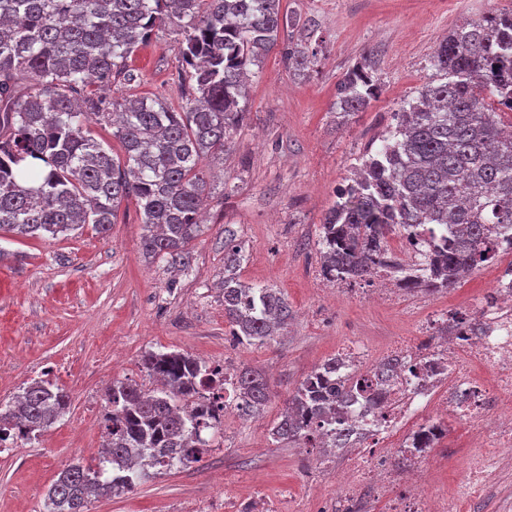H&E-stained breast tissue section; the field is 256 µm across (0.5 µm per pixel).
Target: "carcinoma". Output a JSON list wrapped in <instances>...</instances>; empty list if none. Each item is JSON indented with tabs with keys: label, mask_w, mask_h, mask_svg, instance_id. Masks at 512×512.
I'll list each match as a JSON object with an SVG mask.
<instances>
[{
	"label": "carcinoma",
	"mask_w": 512,
	"mask_h": 512,
	"mask_svg": "<svg viewBox=\"0 0 512 512\" xmlns=\"http://www.w3.org/2000/svg\"><path fill=\"white\" fill-rule=\"evenodd\" d=\"M282 0H0V236L56 239L86 224L101 235L122 203L136 201L144 255L190 266L189 246L202 233L206 162L222 157L248 118L246 82L282 30L283 57L305 77L319 62L307 21L284 13ZM176 27L188 67L183 111L159 97L128 100L106 92L136 82L128 65L164 24ZM429 81L394 113L396 124L363 157L319 227L323 275L352 285L378 268L399 287L440 292L498 260L494 236L512 237V11L464 20L430 58ZM97 82L100 90L88 89ZM378 92L368 59L336 83V107L364 109ZM118 115L112 135L119 160L89 136L90 118ZM421 224L445 233L422 273L409 272L389 249L392 235ZM224 240V322L238 344L270 343L288 324L287 300L274 288L241 279L242 247ZM143 365L163 387L152 391L114 380L107 390L106 454L94 466H64L48 488L45 512H89L91 498L133 491L152 468L188 466L208 447L201 431H218L200 398H224V372L187 353L147 352ZM371 389L369 379L336 380V358L316 366L289 394L271 429L295 443L327 422L331 446L336 405ZM233 401L246 415L270 402L266 378L243 367ZM71 404L69 393L35 379L0 402V448L38 439Z\"/></svg>",
	"instance_id": "cac0c4a2"
}]
</instances>
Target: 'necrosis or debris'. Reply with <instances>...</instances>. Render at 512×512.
I'll return each instance as SVG.
<instances>
[{
  "instance_id": "4bbe7bcc",
  "label": "necrosis or debris",
  "mask_w": 512,
  "mask_h": 512,
  "mask_svg": "<svg viewBox=\"0 0 512 512\" xmlns=\"http://www.w3.org/2000/svg\"><path fill=\"white\" fill-rule=\"evenodd\" d=\"M391 358L399 366L389 380L342 407L357 434L336 512L367 492L385 498L390 512H464L486 498L492 476L512 469V273L498 271L490 298L473 320L451 323L444 341L403 344L389 356L352 346L336 374L361 375ZM477 364L488 378L473 375ZM458 420L477 427L466 475L453 492H432L425 467Z\"/></svg>"
}]
</instances>
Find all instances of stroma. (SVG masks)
Returning a JSON list of instances; mask_svg holds the SVG:
<instances>
[{"mask_svg": "<svg viewBox=\"0 0 512 512\" xmlns=\"http://www.w3.org/2000/svg\"><path fill=\"white\" fill-rule=\"evenodd\" d=\"M281 7L312 20L323 55L302 78L284 64L278 44L255 68L245 100L250 120L233 149L207 168L205 224L190 247L189 271L143 255L132 199L106 237L87 225L58 239H0V401L38 378L71 396L41 438L0 452V512H43L63 466L93 464L106 391L117 379L151 387L142 365L149 351L257 369L271 401L257 418L227 416L201 462L156 471L134 492L92 499L90 512H247L259 500L273 512H324L348 463L333 459L320 469L310 444L273 443L270 430L288 394L341 348L390 350L448 312L472 313L491 290L488 266L434 294L376 301L363 283L338 284L331 294L317 234L337 188L430 77L439 41L464 19L512 9V0H282ZM176 39L173 26L154 30L130 61L139 83L119 86V94L159 97L181 110ZM366 54L377 61L379 91L364 110L340 114L336 83ZM228 228L245 254L242 280L279 289L292 312L283 335L261 348L234 343L224 322L215 283ZM469 452V427L452 426L428 466L435 488L449 491L462 480Z\"/></svg>", "mask_w": 512, "mask_h": 512, "instance_id": "obj_1", "label": "stroma"}]
</instances>
